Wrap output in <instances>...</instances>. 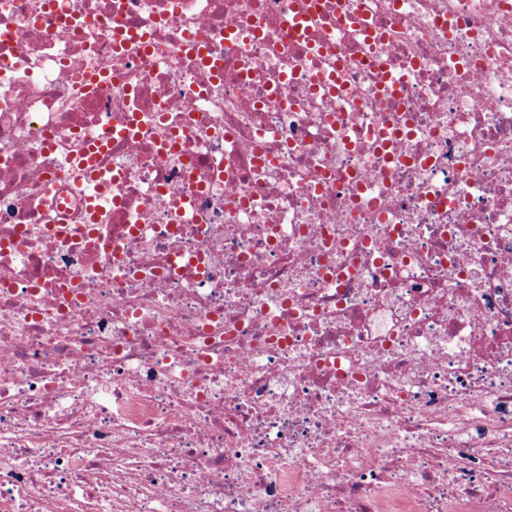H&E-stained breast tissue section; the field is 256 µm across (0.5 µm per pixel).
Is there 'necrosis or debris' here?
<instances>
[{
	"mask_svg": "<svg viewBox=\"0 0 512 512\" xmlns=\"http://www.w3.org/2000/svg\"><path fill=\"white\" fill-rule=\"evenodd\" d=\"M0 512H512V0H0Z\"/></svg>",
	"mask_w": 512,
	"mask_h": 512,
	"instance_id": "necrosis-or-debris-1",
	"label": "necrosis or debris"
}]
</instances>
